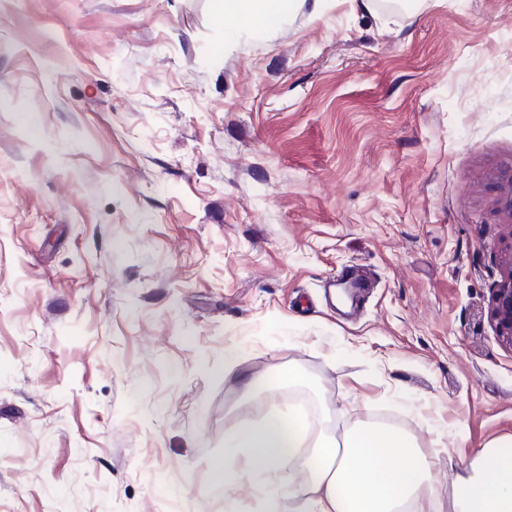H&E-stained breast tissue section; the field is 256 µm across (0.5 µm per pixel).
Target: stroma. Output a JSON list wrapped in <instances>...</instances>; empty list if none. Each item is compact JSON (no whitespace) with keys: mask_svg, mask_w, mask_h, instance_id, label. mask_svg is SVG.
<instances>
[{"mask_svg":"<svg viewBox=\"0 0 512 512\" xmlns=\"http://www.w3.org/2000/svg\"><path fill=\"white\" fill-rule=\"evenodd\" d=\"M510 170L512 0H0V512H225L211 458L302 397L447 485L512 436ZM219 16L224 19H235L246 15L255 22H262L267 16L271 0H215ZM504 266L501 279L487 298L484 314L499 341L512 349V243Z\"/></svg>","mask_w":512,"mask_h":512,"instance_id":"1","label":"stroma"}]
</instances>
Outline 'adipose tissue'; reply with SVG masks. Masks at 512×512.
<instances>
[{
  "instance_id": "ef3b65f1",
  "label": "adipose tissue",
  "mask_w": 512,
  "mask_h": 512,
  "mask_svg": "<svg viewBox=\"0 0 512 512\" xmlns=\"http://www.w3.org/2000/svg\"><path fill=\"white\" fill-rule=\"evenodd\" d=\"M210 468L228 502L243 472L260 475L262 512H280L285 502L292 512H512V436L484 446L445 494L404 429L363 425L309 444L274 407L244 424Z\"/></svg>"
}]
</instances>
